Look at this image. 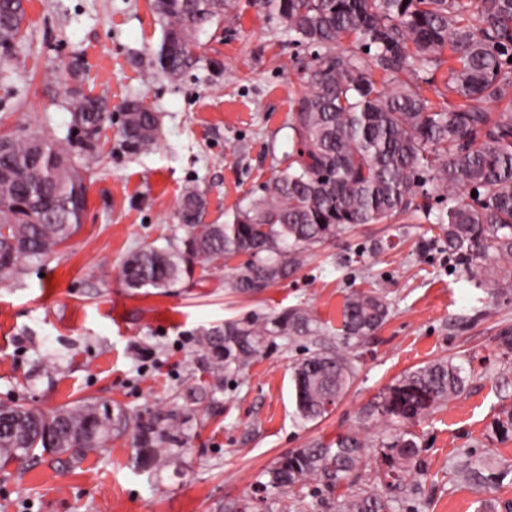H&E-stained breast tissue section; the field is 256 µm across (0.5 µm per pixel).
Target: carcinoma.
I'll return each mask as SVG.
<instances>
[{
  "label": "carcinoma",
  "mask_w": 512,
  "mask_h": 512,
  "mask_svg": "<svg viewBox=\"0 0 512 512\" xmlns=\"http://www.w3.org/2000/svg\"><path fill=\"white\" fill-rule=\"evenodd\" d=\"M294 39L310 50L297 62L300 92L291 99L292 151L263 194L222 224H203L206 200L187 187L179 201L184 235L163 248L145 245L129 254L122 275L132 289L172 288L224 260L243 256L230 287L255 295L286 279L312 251L360 224L431 213L430 201L447 203L435 219L448 255L499 296L512 288L497 278L491 261H512V0H258ZM162 36L156 68L177 81L191 63L196 37L215 21L232 19L230 0H151ZM24 0H0V59L24 37ZM447 66L441 101L423 85ZM75 62L47 81L65 87L62 106L71 114L85 152L77 167L70 148L35 131L0 134V277L40 262L78 230L87 203L86 175L97 159L96 142L111 121L107 99L86 94ZM123 143L150 149L160 136L159 117L136 100L122 107ZM477 196H471V192ZM389 303L379 292L354 290L344 298L341 345L316 349L291 372L295 413L321 419L347 393L355 375L350 349L386 320ZM308 309L291 306L270 317L224 322L201 344L215 378L259 360L275 340L319 336ZM467 377L451 359L401 374L364 409L383 429L384 470L358 483L369 455L365 436L340 434L296 448L266 472L262 496L224 504L241 512H311L307 498L336 512H419L425 461L418 435L404 425L463 393ZM135 427V459L165 465L175 456L178 415L134 421L122 408L109 416L96 402L64 404L50 411L23 403L0 404V464L45 453L81 458L103 447L129 422ZM500 440L512 439V406L494 421ZM459 474L480 488L500 486L512 466L470 458ZM317 487L305 491L311 481ZM347 491L331 501L341 483Z\"/></svg>",
  "instance_id": "obj_1"
}]
</instances>
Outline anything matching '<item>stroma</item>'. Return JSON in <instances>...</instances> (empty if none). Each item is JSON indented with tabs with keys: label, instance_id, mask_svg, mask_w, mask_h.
Returning <instances> with one entry per match:
<instances>
[{
	"label": "stroma",
	"instance_id": "1",
	"mask_svg": "<svg viewBox=\"0 0 512 512\" xmlns=\"http://www.w3.org/2000/svg\"><path fill=\"white\" fill-rule=\"evenodd\" d=\"M235 2L238 21L201 32L190 67L172 83L152 66L161 30L149 0H26L25 36L0 79V131L65 139L63 90L44 76L75 58L83 91L106 95L112 121L78 231L58 254L0 280V404L109 403L144 420L176 412L184 424L177 461L159 471L136 466L129 430L76 465L46 454L0 467V512H224L281 455L363 431L364 407L397 376L448 357L468 382L412 427L428 470L420 512H476L481 494L460 468L473 455L512 465V440L492 430L500 406L512 403V350L501 344L512 337V298H490L470 282L435 225L404 216L357 226L253 297L228 289L230 261L165 292L122 279L132 251L182 236L185 186L206 197L204 223H221L288 163V109L300 90L294 64L306 50L255 0ZM130 99L160 116L151 151L122 144ZM387 239L395 249L372 254ZM355 288L383 293L389 316L355 350L344 398L323 419L301 422L291 366L315 345L335 348L343 298ZM297 304L321 322L319 340L273 345L248 369L214 379L204 332Z\"/></svg>",
	"mask_w": 512,
	"mask_h": 512
}]
</instances>
